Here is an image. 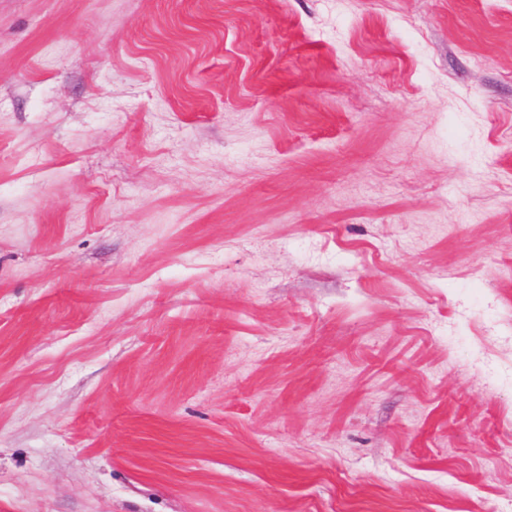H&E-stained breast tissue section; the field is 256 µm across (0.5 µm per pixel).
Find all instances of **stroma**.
<instances>
[{
	"instance_id": "1",
	"label": "stroma",
	"mask_w": 512,
	"mask_h": 512,
	"mask_svg": "<svg viewBox=\"0 0 512 512\" xmlns=\"http://www.w3.org/2000/svg\"><path fill=\"white\" fill-rule=\"evenodd\" d=\"M0 512H512V0H0Z\"/></svg>"
}]
</instances>
